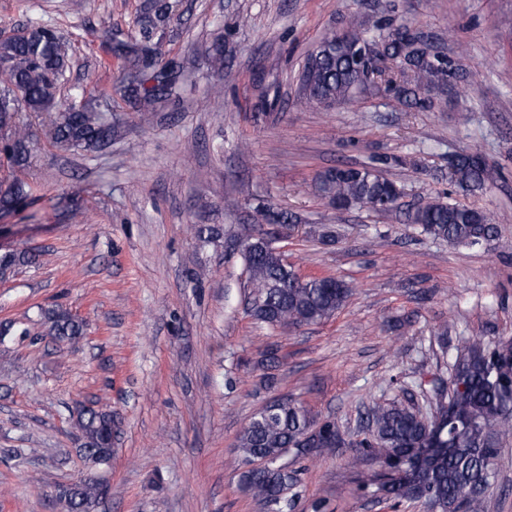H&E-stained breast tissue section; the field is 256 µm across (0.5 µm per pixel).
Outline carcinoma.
I'll return each mask as SVG.
<instances>
[{
    "mask_svg": "<svg viewBox=\"0 0 512 512\" xmlns=\"http://www.w3.org/2000/svg\"><path fill=\"white\" fill-rule=\"evenodd\" d=\"M170 0H142L134 19L135 34L112 37L111 50L122 61L115 93L142 122L151 112L180 95L181 86L160 46L172 20ZM371 43L355 26L323 38L304 63L300 82L306 98L331 106L361 93L370 76L384 70L370 63L363 49ZM379 59L389 61L395 77L387 80L413 105L431 109L439 100L421 98L425 87L443 88L455 73L452 61L431 51L424 34L405 26L380 36ZM70 43L48 21L31 19L8 35L0 34V166L21 167L31 155L32 135L17 122L22 112L52 115V142L65 148L96 152L112 144V122L93 107L78 88L65 108L59 96L70 71ZM452 179L462 187L481 189L492 179L488 165L478 156L461 155L451 166ZM319 194L337 209L393 210L403 191L374 167L336 166L316 177ZM28 196L26 185L14 179L0 188V208H12ZM256 224H293L297 216L272 207L255 211ZM408 221L422 231L457 247L474 248L498 234L497 225L478 209L439 198L408 213ZM250 273L254 293L261 303L250 307L251 316L270 327L285 328L321 323L341 310L353 288L332 276L301 278L271 245H259L241 254ZM48 335L64 345H75L85 335L86 324L70 313L43 312ZM80 433L79 452L93 468L112 458V410L80 405L72 412ZM368 433L357 443V460L376 459L385 451L384 469L359 475V489L394 502L420 503L431 512H485V492L497 478L495 459L504 441L512 437V350L484 344L479 339L461 341L453 365L448 401L439 402L430 415L412 404L374 403L368 408ZM309 434L308 451L321 456L346 445L337 426L320 427L308 408L296 400L272 403L266 414L256 415L237 439L240 488L275 512H291L288 493L298 483V473L275 463L299 436ZM261 458L271 468L255 472L247 465ZM99 483L90 478L57 489L56 503L64 512H87L98 502Z\"/></svg>",
    "mask_w": 512,
    "mask_h": 512,
    "instance_id": "obj_1",
    "label": "carcinoma"
}]
</instances>
